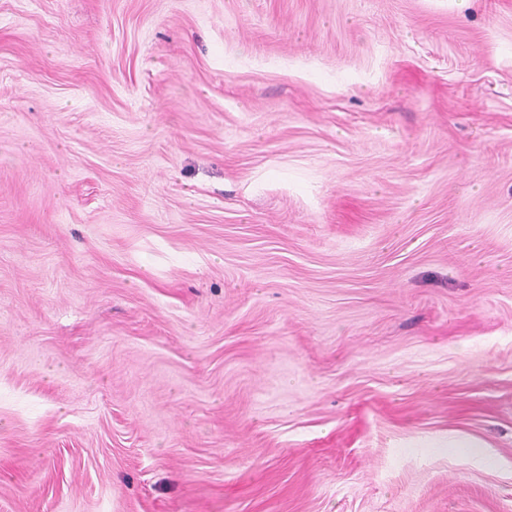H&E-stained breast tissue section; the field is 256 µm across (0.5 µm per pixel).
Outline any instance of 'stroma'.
I'll return each mask as SVG.
<instances>
[{
    "label": "stroma",
    "instance_id": "stroma-1",
    "mask_svg": "<svg viewBox=\"0 0 512 512\" xmlns=\"http://www.w3.org/2000/svg\"><path fill=\"white\" fill-rule=\"evenodd\" d=\"M0 512H512V0H0Z\"/></svg>",
    "mask_w": 512,
    "mask_h": 512
}]
</instances>
